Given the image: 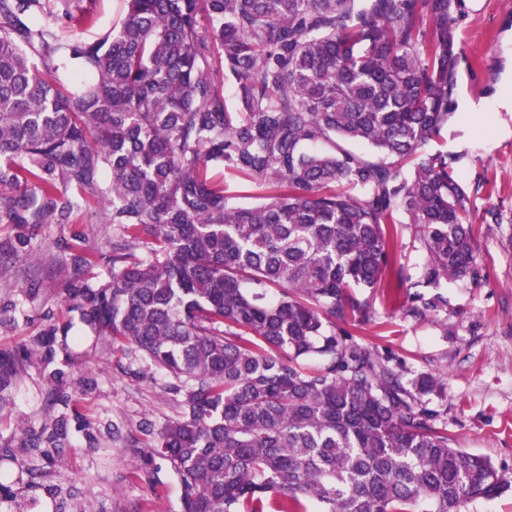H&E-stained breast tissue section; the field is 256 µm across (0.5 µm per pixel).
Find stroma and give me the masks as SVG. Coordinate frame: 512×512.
Wrapping results in <instances>:
<instances>
[{"label": "stroma", "mask_w": 512, "mask_h": 512, "mask_svg": "<svg viewBox=\"0 0 512 512\" xmlns=\"http://www.w3.org/2000/svg\"><path fill=\"white\" fill-rule=\"evenodd\" d=\"M454 17L455 109L436 146L460 156L455 176L480 231L478 278L442 284L444 330L404 319L406 289H377V323L358 339L443 374L456 447L512 478V0H458ZM99 218L91 201L71 223L28 226V258L8 250L16 230L0 224V356L19 355L50 325L68 327L52 363L33 354L0 382V512H182L179 479L152 436L180 415L170 376L96 336L49 263L50 253L83 245L107 267L116 231ZM56 420L66 436L22 445L24 432Z\"/></svg>", "instance_id": "35a3bbf8"}]
</instances>
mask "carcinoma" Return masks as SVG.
Listing matches in <instances>:
<instances>
[{
  "instance_id": "obj_1",
  "label": "carcinoma",
  "mask_w": 512,
  "mask_h": 512,
  "mask_svg": "<svg viewBox=\"0 0 512 512\" xmlns=\"http://www.w3.org/2000/svg\"><path fill=\"white\" fill-rule=\"evenodd\" d=\"M83 2L0 0V224L101 204L102 278L86 247L55 265L83 323L176 380L157 447L183 512H461L511 489L452 446L441 376L354 338L377 288L417 289L404 319L448 335L439 288L476 276L457 156L427 150L452 115L453 0H120L91 40L62 27ZM224 185L226 194L235 197L234 201L239 204L254 205L259 202V199L256 197L257 191L253 186L238 177L226 173ZM419 231L413 224H397L396 251L398 261L414 273L425 259L419 242Z\"/></svg>"
}]
</instances>
